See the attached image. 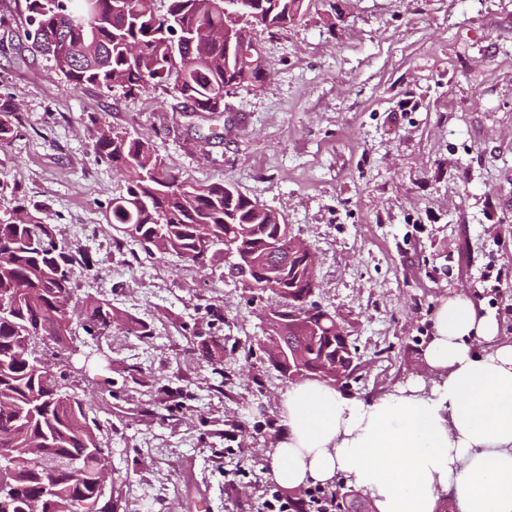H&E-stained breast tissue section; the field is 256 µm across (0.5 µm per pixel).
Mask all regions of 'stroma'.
I'll return each instance as SVG.
<instances>
[{
	"instance_id": "35a3bbf8",
	"label": "stroma",
	"mask_w": 512,
	"mask_h": 512,
	"mask_svg": "<svg viewBox=\"0 0 512 512\" xmlns=\"http://www.w3.org/2000/svg\"><path fill=\"white\" fill-rule=\"evenodd\" d=\"M24 0H0V103L19 136L0 187L46 207L58 238L87 252L76 299L92 295L153 334L101 337L85 398L103 426L119 512H266L267 436L289 384L259 340L258 304L227 276L177 256L115 246L104 214L124 193L92 124L150 139L169 170L235 184L282 214L317 257L316 299L341 313L362 362L350 396L419 372L441 298L466 290L512 341V0H307L259 38L271 68L221 115L183 112L172 88L70 90L23 36ZM231 370L193 352L213 310ZM150 378L143 388L126 366Z\"/></svg>"
}]
</instances>
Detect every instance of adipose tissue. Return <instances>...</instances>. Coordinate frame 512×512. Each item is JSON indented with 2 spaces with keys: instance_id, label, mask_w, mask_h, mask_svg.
Here are the masks:
<instances>
[{
  "instance_id": "ef3b65f1",
  "label": "adipose tissue",
  "mask_w": 512,
  "mask_h": 512,
  "mask_svg": "<svg viewBox=\"0 0 512 512\" xmlns=\"http://www.w3.org/2000/svg\"><path fill=\"white\" fill-rule=\"evenodd\" d=\"M471 292L441 298L423 372L374 399L307 379L282 396L271 479L290 491L338 479L375 512H512V342Z\"/></svg>"
}]
</instances>
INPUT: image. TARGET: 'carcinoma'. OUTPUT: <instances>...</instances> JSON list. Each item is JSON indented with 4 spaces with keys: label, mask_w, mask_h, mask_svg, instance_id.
I'll return each instance as SVG.
<instances>
[{
    "label": "carcinoma",
    "mask_w": 512,
    "mask_h": 512,
    "mask_svg": "<svg viewBox=\"0 0 512 512\" xmlns=\"http://www.w3.org/2000/svg\"><path fill=\"white\" fill-rule=\"evenodd\" d=\"M26 41L48 55L76 89L118 86L128 96L174 81L173 92L186 112L221 114L232 89L257 87L266 79L264 61L228 59L229 48L213 33L240 27V15L257 30L284 29L304 10L305 0H168L166 13L154 0H24ZM192 34L173 51V28ZM15 110L0 104V149L18 136ZM97 156L120 173L125 193L108 203L105 220L116 245L133 242L148 250L164 239L170 254L201 267L224 252V241L254 255L249 272L232 265L228 274L251 281L250 299L263 309L288 307L314 277L304 257L292 253L291 237L275 210L224 181L207 184L180 179L167 169L152 143L99 126ZM0 218V449L21 460L0 459V512H55L57 499L97 504L98 512H118L117 501L99 491L96 472L110 459L100 426L89 419L81 391L91 378L71 374L62 354L80 336L101 337L116 327L131 336L153 335L146 322L97 297L85 301L81 317L69 322L75 296V269L89 267L80 251L64 246L43 209L16 198ZM288 262V276L267 280L269 265ZM308 328L286 334L271 328L264 339L302 353L311 369L336 365V316L309 303ZM197 357L224 363V339L209 335L196 342Z\"/></svg>",
    "instance_id": "obj_1"
}]
</instances>
